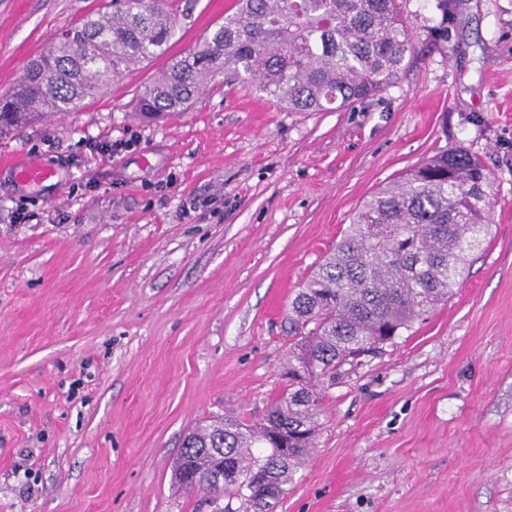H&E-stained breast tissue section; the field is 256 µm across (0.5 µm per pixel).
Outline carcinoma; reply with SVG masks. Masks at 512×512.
I'll use <instances>...</instances> for the list:
<instances>
[{
  "label": "carcinoma",
  "mask_w": 512,
  "mask_h": 512,
  "mask_svg": "<svg viewBox=\"0 0 512 512\" xmlns=\"http://www.w3.org/2000/svg\"><path fill=\"white\" fill-rule=\"evenodd\" d=\"M180 28L169 0H112L55 37L0 96V132L83 101L163 55ZM412 49L397 0H239L186 55L137 95L147 120L184 112L218 77L250 83L290 112L348 108L393 83ZM492 173L463 146L442 151L367 198L296 293L292 355L307 381L288 384L257 424L214 423L185 436L174 478L213 512H271L314 447L320 398L312 381L409 330L448 300L485 240Z\"/></svg>",
  "instance_id": "1"
}]
</instances>
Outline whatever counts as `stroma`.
<instances>
[{
    "label": "stroma",
    "mask_w": 512,
    "mask_h": 512,
    "mask_svg": "<svg viewBox=\"0 0 512 512\" xmlns=\"http://www.w3.org/2000/svg\"><path fill=\"white\" fill-rule=\"evenodd\" d=\"M106 0H0V95ZM172 0L168 55L0 137V512H212L178 488L193 427L264 417L289 305L362 202L462 145L491 232L453 296L317 387L314 448L273 512H512V0H398L413 49L355 108L291 112L215 81L158 122L131 100L234 11ZM127 143L112 155L106 145Z\"/></svg>",
    "instance_id": "35a3bbf8"
}]
</instances>
